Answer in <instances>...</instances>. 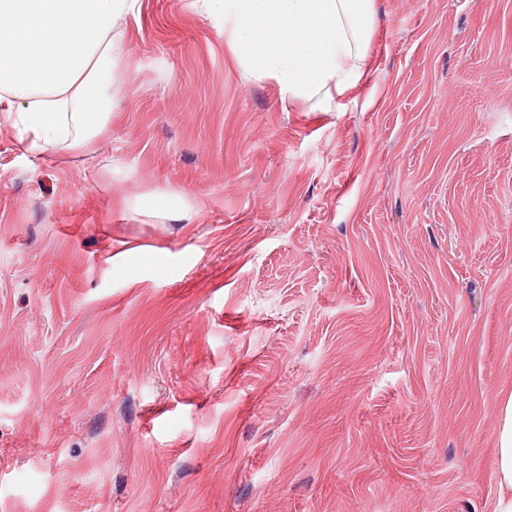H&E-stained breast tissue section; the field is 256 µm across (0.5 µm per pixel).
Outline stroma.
I'll return each mask as SVG.
<instances>
[{
	"label": "stroma",
	"instance_id": "1",
	"mask_svg": "<svg viewBox=\"0 0 512 512\" xmlns=\"http://www.w3.org/2000/svg\"><path fill=\"white\" fill-rule=\"evenodd\" d=\"M376 7L327 109L140 0L94 153L0 116V512H495L512 0ZM140 204L155 210L164 219H178L184 207L178 195L168 193L148 195Z\"/></svg>",
	"mask_w": 512,
	"mask_h": 512
}]
</instances>
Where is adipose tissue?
<instances>
[{
    "label": "adipose tissue",
    "mask_w": 512,
    "mask_h": 512,
    "mask_svg": "<svg viewBox=\"0 0 512 512\" xmlns=\"http://www.w3.org/2000/svg\"><path fill=\"white\" fill-rule=\"evenodd\" d=\"M139 0H0V112L27 151L92 150L112 123L127 63L119 24ZM245 72L282 99L331 104L363 79L375 0H194ZM495 471L512 512V396L501 403Z\"/></svg>",
    "instance_id": "ef3b65f1"
}]
</instances>
